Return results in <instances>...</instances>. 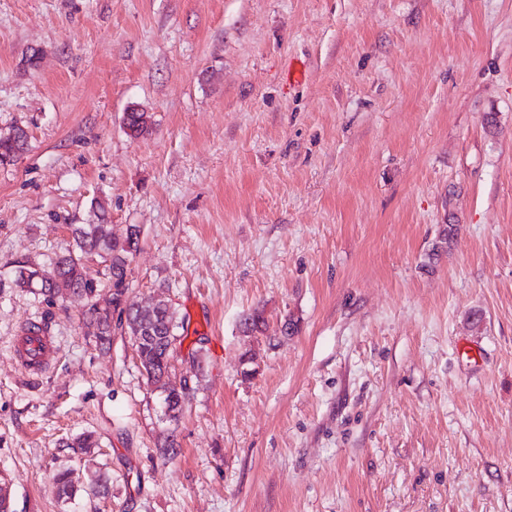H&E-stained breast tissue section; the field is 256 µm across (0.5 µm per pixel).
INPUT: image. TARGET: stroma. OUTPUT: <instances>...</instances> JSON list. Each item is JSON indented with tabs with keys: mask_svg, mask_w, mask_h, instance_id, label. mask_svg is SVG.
<instances>
[{
	"mask_svg": "<svg viewBox=\"0 0 512 512\" xmlns=\"http://www.w3.org/2000/svg\"><path fill=\"white\" fill-rule=\"evenodd\" d=\"M16 126L13 512H512V0H0V132ZM98 201L114 233L140 229L131 297L177 313L178 420L126 330L102 353L86 299L15 282ZM31 321L59 340L35 381L12 356ZM64 468L106 491L59 499ZM170 384L177 386L178 388L182 385L180 389L172 388L169 386L168 389L164 388V404H165V415L170 419V421L177 420L182 413L186 401L189 399L190 388L185 386L187 380H179L173 381L169 379Z\"/></svg>",
	"mask_w": 512,
	"mask_h": 512,
	"instance_id": "35a3bbf8",
	"label": "stroma"
}]
</instances>
